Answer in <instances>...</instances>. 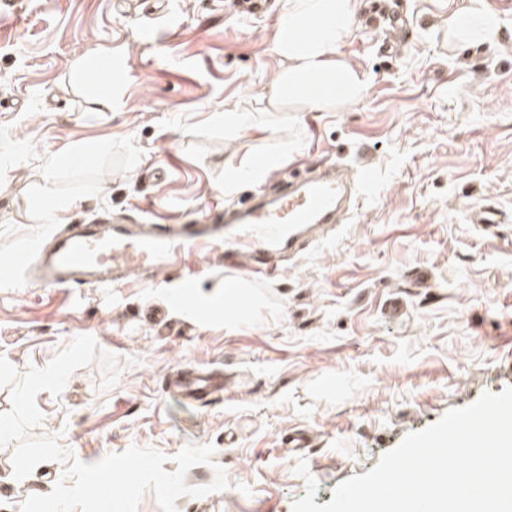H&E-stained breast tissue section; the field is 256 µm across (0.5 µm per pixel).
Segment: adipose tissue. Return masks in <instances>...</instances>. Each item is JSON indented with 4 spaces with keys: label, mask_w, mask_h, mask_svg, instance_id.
I'll return each instance as SVG.
<instances>
[{
    "label": "adipose tissue",
    "mask_w": 512,
    "mask_h": 512,
    "mask_svg": "<svg viewBox=\"0 0 512 512\" xmlns=\"http://www.w3.org/2000/svg\"><path fill=\"white\" fill-rule=\"evenodd\" d=\"M357 9L358 0H284L273 47L281 61L273 79V104L286 98L337 104L360 99L364 92L362 74L337 58ZM305 19L315 26L308 36L299 31Z\"/></svg>",
    "instance_id": "adipose-tissue-1"
}]
</instances>
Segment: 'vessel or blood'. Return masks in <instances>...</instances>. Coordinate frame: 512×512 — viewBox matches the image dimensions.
Segmentation results:
<instances>
[{
    "label": "vessel or blood",
    "instance_id": "b4317fda",
    "mask_svg": "<svg viewBox=\"0 0 512 512\" xmlns=\"http://www.w3.org/2000/svg\"><path fill=\"white\" fill-rule=\"evenodd\" d=\"M349 185L335 168H314L295 189L255 201L230 218L244 225L239 238L230 240L226 267L245 272L253 282H265L279 270L284 253H300L315 245L314 232L335 223ZM217 228L211 224H115L103 231L96 223L70 224L52 230L6 258L15 271L40 261L47 273L46 288H111L134 267L175 268L189 257L214 252ZM169 390L186 404H205L224 388L221 373L181 367Z\"/></svg>",
    "mask_w": 512,
    "mask_h": 512
}]
</instances>
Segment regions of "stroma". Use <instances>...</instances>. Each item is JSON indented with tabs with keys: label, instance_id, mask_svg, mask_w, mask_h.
I'll use <instances>...</instances> for the list:
<instances>
[{
	"label": "stroma",
	"instance_id": "35a3bbf8",
	"mask_svg": "<svg viewBox=\"0 0 512 512\" xmlns=\"http://www.w3.org/2000/svg\"><path fill=\"white\" fill-rule=\"evenodd\" d=\"M385 4L404 17V40L385 51L384 17L361 7L337 55L364 75L360 100L275 112L282 0L252 14L226 0H15L0 25V256L46 232L34 212L44 177L61 224L220 219L317 165L373 179L342 226L241 302L225 296L220 266L188 296L176 269L81 290L42 287L28 271L1 278L0 355L18 371L45 367L79 335L120 365L108 391L93 365L60 396L40 392L32 436L57 437L86 463L150 446L169 472L183 447L209 443L232 486L182 496L176 512H292L306 490L297 458L326 504L407 434L512 386V223L489 233L469 219L490 201L512 211V0H481L500 21L487 43L448 27L470 0ZM108 86L111 111H91ZM229 104L251 112L252 128L225 133ZM287 140L298 148L283 157ZM81 149L92 160L72 162ZM246 155L280 161L264 183L225 190V165ZM179 365L222 370L223 395L183 406L166 391ZM297 430L311 447H286ZM11 455L0 449V512L68 480L60 461L15 479Z\"/></svg>",
	"mask_w": 512,
	"mask_h": 512
}]
</instances>
